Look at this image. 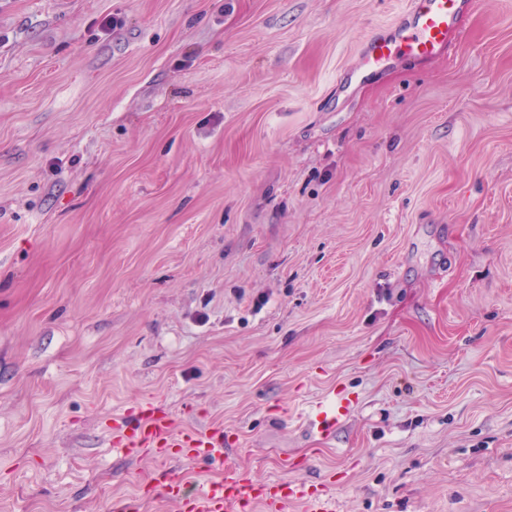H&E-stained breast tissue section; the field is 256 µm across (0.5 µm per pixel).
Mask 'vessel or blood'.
Listing matches in <instances>:
<instances>
[{
  "instance_id": "obj_1",
  "label": "vessel or blood",
  "mask_w": 512,
  "mask_h": 512,
  "mask_svg": "<svg viewBox=\"0 0 512 512\" xmlns=\"http://www.w3.org/2000/svg\"><path fill=\"white\" fill-rule=\"evenodd\" d=\"M474 7L475 0H408L395 20L375 28L365 39L352 66L339 73L337 90H349L382 66L441 56L459 19ZM352 405L349 394L334 393L312 408L310 429L328 437ZM233 442V435L220 427L206 432L176 428L172 414L150 402L112 421V443L124 456L160 460V467L152 472L144 489L148 495L161 497L171 512H288L292 506L299 512H336V500L327 488L249 478L229 460ZM184 459L221 463L224 476L188 490L180 466Z\"/></svg>"
}]
</instances>
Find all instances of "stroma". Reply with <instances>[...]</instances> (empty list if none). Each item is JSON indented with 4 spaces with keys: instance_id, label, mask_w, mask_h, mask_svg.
<instances>
[{
    "instance_id": "obj_1",
    "label": "stroma",
    "mask_w": 512,
    "mask_h": 512,
    "mask_svg": "<svg viewBox=\"0 0 512 512\" xmlns=\"http://www.w3.org/2000/svg\"><path fill=\"white\" fill-rule=\"evenodd\" d=\"M405 5L0 0V512L138 493L148 398L338 512H512V0L337 93ZM353 404L354 400L349 394L334 393L330 399L320 402L312 408L308 414L309 429L316 431V434L322 439L327 438L336 431V426Z\"/></svg>"
}]
</instances>
